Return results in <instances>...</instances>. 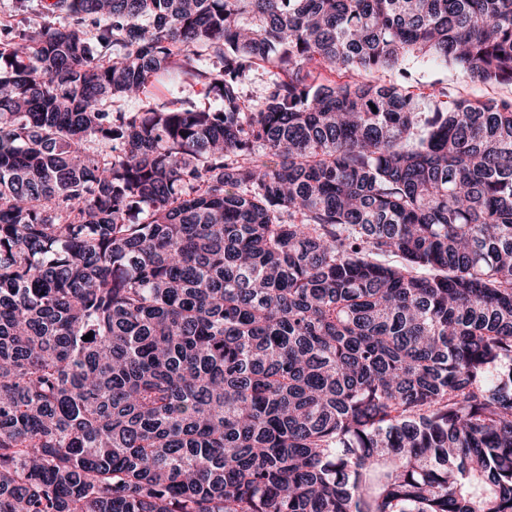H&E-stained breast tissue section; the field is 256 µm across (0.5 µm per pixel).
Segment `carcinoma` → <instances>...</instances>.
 I'll list each match as a JSON object with an SVG mask.
<instances>
[{"label":"carcinoma","instance_id":"obj_1","mask_svg":"<svg viewBox=\"0 0 512 512\" xmlns=\"http://www.w3.org/2000/svg\"><path fill=\"white\" fill-rule=\"evenodd\" d=\"M48 10L0 22V512H512V99L378 77L512 83V0ZM162 79L218 106L112 109ZM406 82L414 92H426L432 84L448 87L453 96L478 97L481 99H512V84L483 85L463 80L451 68L444 66L413 65L408 70ZM272 71L269 66L259 67L245 80L243 93L250 103L262 96L267 82L272 78Z\"/></svg>","mask_w":512,"mask_h":512}]
</instances>
